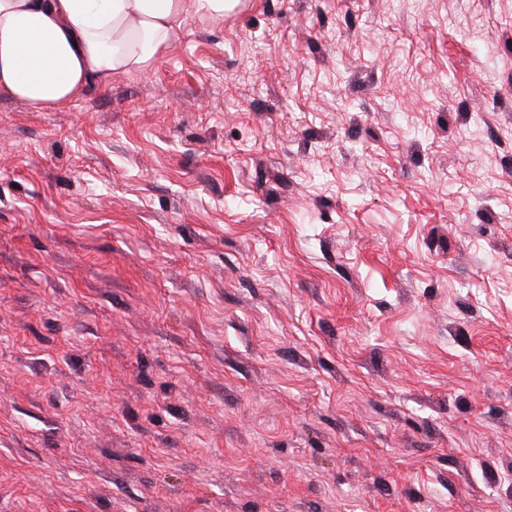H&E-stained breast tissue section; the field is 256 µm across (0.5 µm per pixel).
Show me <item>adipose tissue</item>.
<instances>
[{"label": "adipose tissue", "mask_w": 512, "mask_h": 512, "mask_svg": "<svg viewBox=\"0 0 512 512\" xmlns=\"http://www.w3.org/2000/svg\"><path fill=\"white\" fill-rule=\"evenodd\" d=\"M239 0H0V93L44 110L89 84L141 73L191 17L220 18Z\"/></svg>", "instance_id": "1"}]
</instances>
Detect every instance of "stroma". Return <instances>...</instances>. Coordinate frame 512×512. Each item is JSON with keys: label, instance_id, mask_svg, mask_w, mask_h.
Returning <instances> with one entry per match:
<instances>
[{"label": "stroma", "instance_id": "stroma-1", "mask_svg": "<svg viewBox=\"0 0 512 512\" xmlns=\"http://www.w3.org/2000/svg\"><path fill=\"white\" fill-rule=\"evenodd\" d=\"M0 512H512V0L1 95Z\"/></svg>", "mask_w": 512, "mask_h": 512}]
</instances>
